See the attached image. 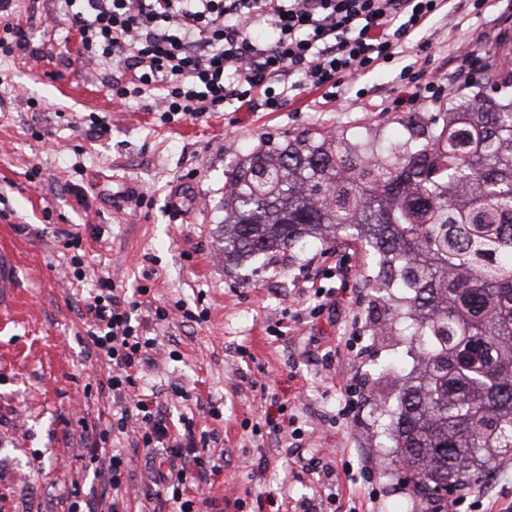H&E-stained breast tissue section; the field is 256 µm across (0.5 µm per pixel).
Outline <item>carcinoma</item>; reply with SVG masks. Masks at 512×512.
I'll return each instance as SVG.
<instances>
[{
  "label": "carcinoma",
  "mask_w": 512,
  "mask_h": 512,
  "mask_svg": "<svg viewBox=\"0 0 512 512\" xmlns=\"http://www.w3.org/2000/svg\"><path fill=\"white\" fill-rule=\"evenodd\" d=\"M512 74L373 136L266 141L224 171V260L358 241L416 365L379 403L381 447L419 497L512 459Z\"/></svg>",
  "instance_id": "carcinoma-1"
}]
</instances>
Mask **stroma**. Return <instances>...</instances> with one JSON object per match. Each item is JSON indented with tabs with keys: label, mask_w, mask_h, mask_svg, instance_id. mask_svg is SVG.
<instances>
[{
	"label": "stroma",
	"mask_w": 512,
	"mask_h": 512,
	"mask_svg": "<svg viewBox=\"0 0 512 512\" xmlns=\"http://www.w3.org/2000/svg\"><path fill=\"white\" fill-rule=\"evenodd\" d=\"M14 18L39 58L0 54V233L23 258L20 305L0 330V512H107L86 441L105 430L107 377L80 313L97 277L185 312L155 325L140 390L172 420L216 436V466L192 488L202 512H448L404 489L375 448L374 402L391 393L387 362L410 371L404 336H378L388 309L365 275L360 245L343 240L235 266L217 253L224 170L262 139L303 132L404 134L386 111L403 66L361 76L365 97L306 94L277 112L225 110L161 123L145 101L102 81L67 22L65 0H15ZM465 5L440 11L433 67L447 76L435 112L487 66L512 70V23ZM477 37L460 70L463 34ZM107 129L92 132L90 116ZM86 202L78 204L75 193ZM144 197L134 207L124 197ZM86 280L64 279L72 258ZM285 424L280 435L269 422ZM133 481L129 512H153L157 473L123 437ZM457 512H512V460L491 481L458 490Z\"/></svg>",
	"instance_id": "stroma-1"
}]
</instances>
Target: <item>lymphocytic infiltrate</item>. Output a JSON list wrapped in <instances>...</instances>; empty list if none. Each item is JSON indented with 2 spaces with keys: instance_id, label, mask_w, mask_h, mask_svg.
Segmentation results:
<instances>
[{
  "instance_id": "obj_1",
  "label": "lymphocytic infiltrate",
  "mask_w": 512,
  "mask_h": 512,
  "mask_svg": "<svg viewBox=\"0 0 512 512\" xmlns=\"http://www.w3.org/2000/svg\"><path fill=\"white\" fill-rule=\"evenodd\" d=\"M68 22L89 60L103 65L118 97L150 98L162 123L201 117L238 105L280 111L302 93L318 90L329 103L345 101L359 76L394 57L402 67L389 102L392 112H414L441 91L428 72L433 42L421 32L442 0H66ZM140 301L98 279L84 313L88 337L111 367L110 434L139 435L143 448L161 450L158 480L176 512H199L189 485L206 480L211 465L197 454L192 426L172 431L161 407L137 397L150 362L152 316ZM108 434L89 444L100 463L110 512H127L129 473L122 454L108 451Z\"/></svg>"
}]
</instances>
